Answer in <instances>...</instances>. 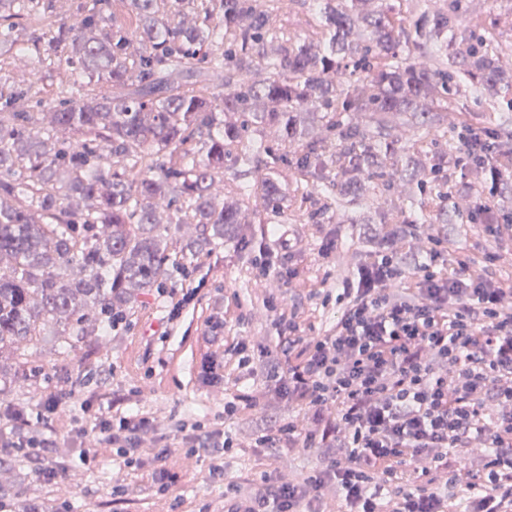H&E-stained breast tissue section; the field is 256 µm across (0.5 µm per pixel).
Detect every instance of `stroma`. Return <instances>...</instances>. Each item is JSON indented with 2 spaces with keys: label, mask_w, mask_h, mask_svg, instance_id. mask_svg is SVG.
Segmentation results:
<instances>
[{
  "label": "stroma",
  "mask_w": 512,
  "mask_h": 512,
  "mask_svg": "<svg viewBox=\"0 0 512 512\" xmlns=\"http://www.w3.org/2000/svg\"><path fill=\"white\" fill-rule=\"evenodd\" d=\"M478 15L501 40L512 43V0H475L472 10L462 17L461 30H468ZM286 178L290 191L284 212L278 215L264 212L258 184L239 181L230 174L224 177L225 194L238 200L246 217L265 213L266 224L278 225L279 235L267 234L266 224H255L245 241L213 244L199 254L185 256L180 252L183 240L200 236L201 227L169 225L171 257L164 285L138 295L127 312L124 328L105 333L91 345L77 343L67 355L59 354L49 340L28 350L32 375L1 384L0 402L31 408L50 392L70 390L72 396L59 410L56 428L61 459L70 465L71 472L66 486L43 491L32 461L2 458L0 501L12 505L14 512H23L27 498L37 493L41 496V512H168L171 499L157 494L151 464L120 472L112 463V449L96 448V466L90 470L81 466L80 450L95 448V436L89 427L98 408L132 398L142 401L163 420L173 416L190 421L213 420L223 411L225 401L246 392L247 386L232 381L212 386L203 380V363L219 349L208 340V319L223 320L225 341L243 336L251 343L276 348L277 331L263 305L269 298L275 304L296 308L303 325L325 331L335 323L337 308L316 304L310 298L312 289L325 276L348 274L371 252L372 227L385 232L394 224L424 221L419 207L401 213L381 206L378 190L367 182L359 195L333 204L324 218L315 222L310 218L312 201L302 200L297 190L304 184V177L290 170ZM463 179L460 169L449 179L454 186L448 198L452 223L432 225L431 233L478 254L512 252V240L485 235L473 197L457 189ZM329 239L338 242L339 260L335 263L321 255V246ZM259 258L270 261L273 269L291 272L290 283L259 278L254 265ZM188 282L201 284L202 289L175 322H168V297ZM282 415L300 418L304 412L277 399L269 413L245 409L226 427L246 440L258 427ZM170 462L181 476L174 492L184 500L183 512H224L223 488L204 483V458L187 455L176 447ZM118 475L128 488L126 496L120 498L112 495V480Z\"/></svg>",
  "instance_id": "obj_1"
}]
</instances>
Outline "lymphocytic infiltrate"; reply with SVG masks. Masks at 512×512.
Here are the masks:
<instances>
[{
  "instance_id": "lymphocytic-infiltrate-1",
  "label": "lymphocytic infiltrate",
  "mask_w": 512,
  "mask_h": 512,
  "mask_svg": "<svg viewBox=\"0 0 512 512\" xmlns=\"http://www.w3.org/2000/svg\"><path fill=\"white\" fill-rule=\"evenodd\" d=\"M462 141L456 166L474 161L486 172L471 190L486 233L512 237V211L495 205L508 172L495 134L468 131ZM500 260L489 253L475 261L471 251L432 236L412 262L391 240L355 273L322 281L314 296L336 304L338 315L317 336L293 310L268 304L279 339L275 360L258 365L239 341L225 348L223 362L205 364L213 383L265 371L278 396L303 408L302 419L284 416L253 434L249 445L266 469L245 485L224 472L225 455L242 445L225 423L240 408L268 407L264 388L225 402L221 420L171 423L187 454L207 459L205 482L223 486L224 512H303L313 502L336 512H512V281L476 271ZM63 399L52 393L38 403L37 417L47 423L41 430L24 409L0 412L10 447L36 457L44 486L68 476L53 462L58 442L50 427ZM92 430L114 449L119 468L151 457L159 494L179 484L161 423L139 402H113ZM462 449L470 455L463 469ZM302 452L319 453L320 467L286 479L276 474L275 465Z\"/></svg>"
}]
</instances>
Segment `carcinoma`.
I'll return each mask as SVG.
<instances>
[{
	"label": "carcinoma",
	"instance_id": "carcinoma-1",
	"mask_svg": "<svg viewBox=\"0 0 512 512\" xmlns=\"http://www.w3.org/2000/svg\"><path fill=\"white\" fill-rule=\"evenodd\" d=\"M306 2L0 0V45L37 59L22 77L0 59L1 381L25 375L44 330L69 353L160 287L163 223L243 239L246 220L215 189L228 161L260 181L272 213L292 166L312 180L307 199L376 179L390 209L412 203L388 195L405 177L439 199L432 222L448 223V156L399 144L390 122L458 154L442 113L461 88L512 112L493 32L458 35L469 0H316L307 33L288 32L282 5Z\"/></svg>",
	"mask_w": 512,
	"mask_h": 512
}]
</instances>
